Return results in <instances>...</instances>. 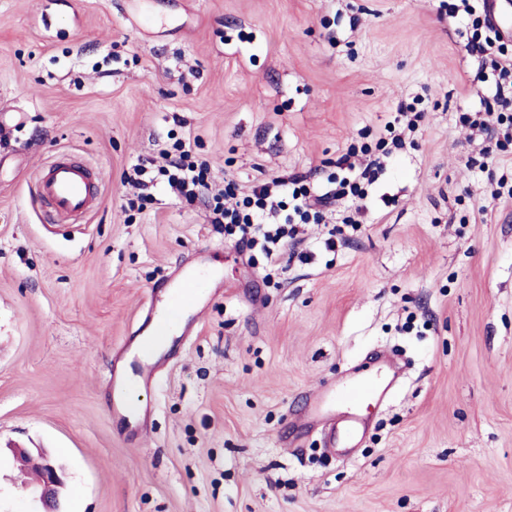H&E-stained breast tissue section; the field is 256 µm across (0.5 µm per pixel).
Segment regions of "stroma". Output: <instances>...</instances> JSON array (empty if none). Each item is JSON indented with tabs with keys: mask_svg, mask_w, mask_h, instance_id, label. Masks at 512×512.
I'll list each match as a JSON object with an SVG mask.
<instances>
[{
	"mask_svg": "<svg viewBox=\"0 0 512 512\" xmlns=\"http://www.w3.org/2000/svg\"><path fill=\"white\" fill-rule=\"evenodd\" d=\"M440 0H0V512H32L14 449L64 468L63 512H512V199L457 123L481 57ZM421 96L415 147L372 186L360 232L264 278L203 201L153 188L135 221L122 174L189 140L214 175L326 181L358 131ZM66 150L104 179L53 221L35 189ZM221 269L193 332L112 416L116 351L150 292L198 255ZM393 353L403 372L344 456L298 432L309 398Z\"/></svg>",
	"mask_w": 512,
	"mask_h": 512,
	"instance_id": "stroma-1",
	"label": "stroma"
}]
</instances>
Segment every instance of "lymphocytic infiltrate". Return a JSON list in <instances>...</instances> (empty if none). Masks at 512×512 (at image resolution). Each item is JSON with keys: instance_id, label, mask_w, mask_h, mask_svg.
Here are the masks:
<instances>
[{"instance_id": "1", "label": "lymphocytic infiltrate", "mask_w": 512, "mask_h": 512, "mask_svg": "<svg viewBox=\"0 0 512 512\" xmlns=\"http://www.w3.org/2000/svg\"><path fill=\"white\" fill-rule=\"evenodd\" d=\"M448 15L464 16L471 33V49L482 53L491 50L493 25L487 12L476 11L469 0H453ZM489 68L492 89L483 100L484 111L465 112L459 117L463 127L481 137L480 155L486 164L493 162L496 152L512 148V62L493 58ZM424 117V112L412 105L399 104L393 122L387 126L390 141H379L373 149L349 146L336 160L340 174L334 178L333 188L323 193L302 178L275 176L256 182L247 193L237 194L233 181L216 184L211 165L193 160L190 142L178 141L172 148L160 150L161 164L150 168L141 161L123 174V182L138 189L128 199L127 207L144 209L151 199L145 176L153 174V181L164 184L177 197L206 199L211 223L223 226L225 235L234 237L236 245L260 252L266 272H275L281 270L289 245L296 243L300 225L321 220L320 208L330 201L344 202V223L360 227L363 202L384 168L379 150L389 145L403 147L406 139L414 137Z\"/></svg>"}]
</instances>
